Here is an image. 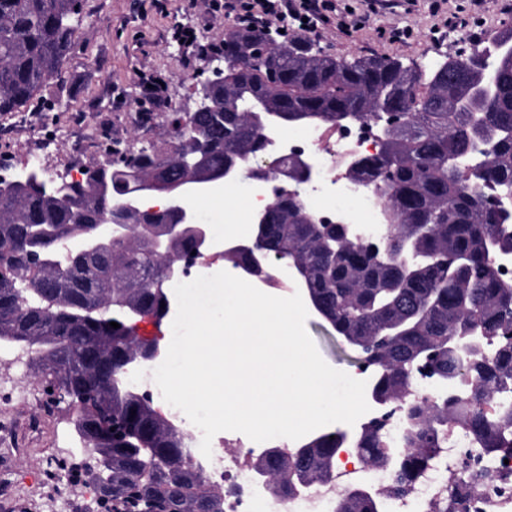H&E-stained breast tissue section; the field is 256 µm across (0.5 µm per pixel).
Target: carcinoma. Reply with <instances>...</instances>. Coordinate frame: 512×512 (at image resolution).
<instances>
[{"label": "carcinoma", "mask_w": 512, "mask_h": 512, "mask_svg": "<svg viewBox=\"0 0 512 512\" xmlns=\"http://www.w3.org/2000/svg\"><path fill=\"white\" fill-rule=\"evenodd\" d=\"M81 13L82 0H0V114L24 106L57 74ZM501 42L512 43V28L492 33L480 52L466 58V77L454 80L439 63L426 68L381 56H334L308 34L282 40L276 28L234 26L224 34V46L240 65L224 70V88L215 92L224 125H216L210 112L190 118L165 113L184 147L206 143L205 169L212 174L236 153L265 154L266 143L243 112L257 98L284 111L286 129L335 127L348 115L375 128L378 152L354 160L346 172L357 182L381 184L390 224L379 252L349 242L340 226L316 220L296 190L281 194L263 243L278 263L302 268L336 334L380 339L388 326L402 325L404 333L383 341L372 356L379 366L376 395L404 407L408 447H388L374 423L358 432L353 447L367 463L392 466L408 482L451 428L469 436L471 452L488 465L512 453V405L497 402L512 392V317L504 315L512 308V287L495 258L501 249L512 250V221L491 212L488 198L512 196V53L497 50ZM484 55L495 58L500 76L491 90L478 63ZM450 99L468 106L450 112ZM134 155L135 168L118 165L105 178L96 166L86 169L70 200L37 185L0 192V249L14 254L0 268V343L35 350L49 386L80 407L81 445L109 463L102 481L86 465L91 482L110 489L96 490L100 506L113 500L112 512H224L222 487L185 466L169 468L171 449L189 447L186 432L93 368V362L110 359L118 369L139 349L130 326L112 330L110 342L101 340L103 317L161 311L169 269L186 241L165 256L154 252L153 241L166 235L173 220L159 215L144 224L132 218L113 239L108 265L89 276L67 267L58 252L60 241L94 231L100 182H112L116 204L139 190L140 175L161 168L170 182L182 177L166 152L142 148ZM45 306L61 312L58 323L41 322ZM21 307L29 308L23 320L16 317ZM470 329L493 339L488 355L449 348L450 337ZM428 353L434 356L432 375L453 389L421 398L413 374ZM91 400L112 404V421L123 435L86 436ZM338 435L337 428L324 432L315 443L321 452L305 462L281 450L273 470L275 495H292V474H310L318 484L335 480L331 449ZM381 498L346 489L335 512H379Z\"/></svg>", "instance_id": "cac0c4a2"}]
</instances>
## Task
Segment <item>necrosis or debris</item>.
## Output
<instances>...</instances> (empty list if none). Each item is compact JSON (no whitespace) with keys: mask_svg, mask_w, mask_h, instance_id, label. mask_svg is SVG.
<instances>
[{"mask_svg":"<svg viewBox=\"0 0 512 512\" xmlns=\"http://www.w3.org/2000/svg\"><path fill=\"white\" fill-rule=\"evenodd\" d=\"M376 149V138L363 121L330 130L315 125L294 127L267 147L269 153L282 158L295 152L309 156L318 175L307 186L308 205L319 217L358 225L366 240L385 233L381 205L372 193L345 178L341 167L347 158ZM468 445L463 434L450 433L427 469L404 488L388 467L363 461L346 476L349 485L384 493L385 512H431L436 503L443 512H512V461H498L489 471H482L480 464H466ZM253 453L237 432H221L212 440L206 474L224 487V512H334L338 490L334 484L283 501L269 494L254 479Z\"/></svg>","mask_w":512,"mask_h":512,"instance_id":"necrosis-or-debris-1","label":"necrosis or debris"}]
</instances>
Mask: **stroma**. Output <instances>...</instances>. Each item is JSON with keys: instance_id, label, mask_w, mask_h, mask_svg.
<instances>
[{"instance_id": "stroma-1", "label": "stroma", "mask_w": 512, "mask_h": 512, "mask_svg": "<svg viewBox=\"0 0 512 512\" xmlns=\"http://www.w3.org/2000/svg\"><path fill=\"white\" fill-rule=\"evenodd\" d=\"M341 24L315 31L321 49L339 56H389L429 66L469 48L471 27L483 35L512 27V0H333ZM84 23L73 38L61 75L15 112L0 114V174L27 165L43 140L56 150L43 171L95 166L112 148L155 146L172 139L162 113L144 117L147 79L165 82L167 105L194 110V75L207 66L205 50L224 43L235 17L212 0H83ZM406 28L409 39L389 32ZM180 29L193 31L188 45ZM305 329L322 359L354 374L357 353L325 334L315 316ZM78 409L51 396L35 371V354L0 345V512H97L82 464L88 451L75 430Z\"/></svg>"}]
</instances>
